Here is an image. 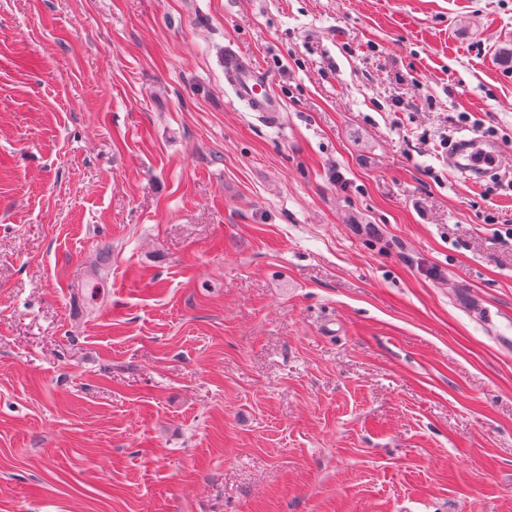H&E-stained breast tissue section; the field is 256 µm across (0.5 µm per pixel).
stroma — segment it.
<instances>
[{"label": "stroma", "instance_id": "1", "mask_svg": "<svg viewBox=\"0 0 512 512\" xmlns=\"http://www.w3.org/2000/svg\"><path fill=\"white\" fill-rule=\"evenodd\" d=\"M512 0H0V512H512ZM264 72L274 120L224 61ZM511 158V152L490 139L478 140L459 136L448 145V168L469 185H477L492 174L498 159ZM494 163H490V161ZM486 164L488 167H483Z\"/></svg>", "mask_w": 512, "mask_h": 512}]
</instances>
